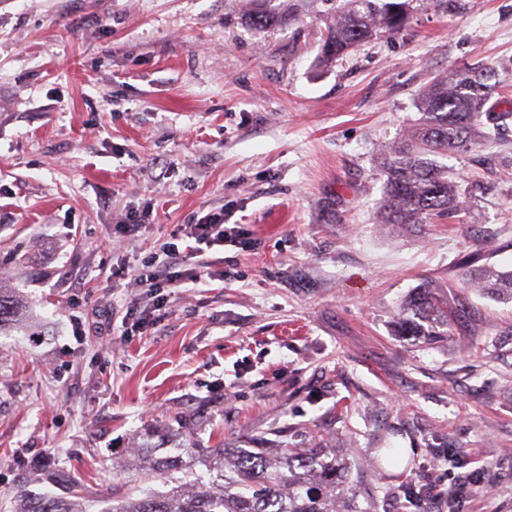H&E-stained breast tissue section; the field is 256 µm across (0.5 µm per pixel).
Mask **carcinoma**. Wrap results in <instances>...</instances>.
Segmentation results:
<instances>
[{
	"label": "carcinoma",
	"instance_id": "carcinoma-1",
	"mask_svg": "<svg viewBox=\"0 0 512 512\" xmlns=\"http://www.w3.org/2000/svg\"><path fill=\"white\" fill-rule=\"evenodd\" d=\"M275 0H250L245 22L257 30L280 26L292 16ZM409 0H344L341 10L330 7L333 22L320 47L324 60L338 57L377 32L398 33L406 20ZM491 70L456 72L442 77L420 95L424 119L382 159L386 176L379 205L380 224H432L460 211L462 196L448 179V167L437 157L479 144L482 129L511 116L484 110L494 89ZM478 282L486 292L512 299V271L468 269L463 282ZM22 304L0 288V332L20 319ZM448 303L424 283L408 295L397 313L394 331L426 336L434 341L448 335ZM147 433L130 449L123 473L136 476L132 492L112 498L99 512H359L354 493L345 488L347 463L314 448H238L224 444L198 448L168 439L154 442ZM206 468L197 473L196 466ZM163 480L164 491L150 486ZM13 512H89L83 491L64 495L19 492Z\"/></svg>",
	"mask_w": 512,
	"mask_h": 512
}]
</instances>
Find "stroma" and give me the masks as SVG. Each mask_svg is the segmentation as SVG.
<instances>
[{
	"mask_svg": "<svg viewBox=\"0 0 512 512\" xmlns=\"http://www.w3.org/2000/svg\"><path fill=\"white\" fill-rule=\"evenodd\" d=\"M247 7L0 0V286L30 316L0 335V512L123 495L127 448L179 423L207 448L336 450L361 512H418L405 487L455 466L484 484L462 512H512V300L462 280L512 270V0H411L399 33L326 62L324 5L266 31ZM486 68L507 118L446 160L462 211L378 223L419 94ZM218 210L256 250L197 253L210 277L155 300L133 269ZM426 281L452 308L434 344L392 326ZM13 503V512H91L80 489H72L66 495L23 491L15 495Z\"/></svg>",
	"mask_w": 512,
	"mask_h": 512,
	"instance_id": "1",
	"label": "stroma"
}]
</instances>
